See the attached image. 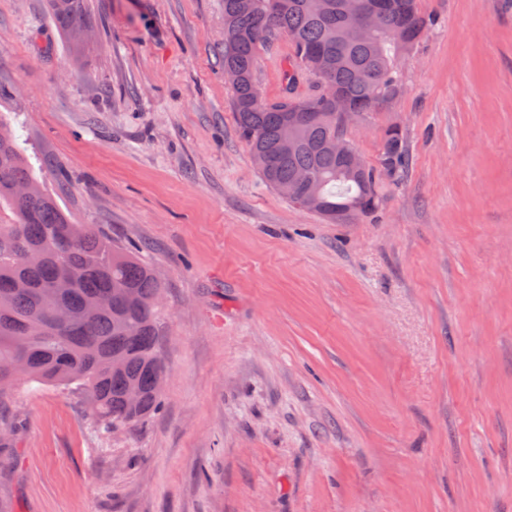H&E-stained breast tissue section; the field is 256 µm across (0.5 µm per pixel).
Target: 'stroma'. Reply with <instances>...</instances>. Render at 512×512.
<instances>
[{"label": "stroma", "instance_id": "stroma-1", "mask_svg": "<svg viewBox=\"0 0 512 512\" xmlns=\"http://www.w3.org/2000/svg\"><path fill=\"white\" fill-rule=\"evenodd\" d=\"M402 91L344 135L408 162L332 224L262 180L224 77V0H0V124L77 224L163 284L159 409L0 399V512H512V0H419ZM280 37L260 54L286 91ZM85 2L86 0H47L50 16L64 39L77 47L85 44L90 29Z\"/></svg>", "mask_w": 512, "mask_h": 512}]
</instances>
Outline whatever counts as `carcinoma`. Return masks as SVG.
Listing matches in <instances>:
<instances>
[{
  "instance_id": "cac0c4a2",
  "label": "carcinoma",
  "mask_w": 512,
  "mask_h": 512,
  "mask_svg": "<svg viewBox=\"0 0 512 512\" xmlns=\"http://www.w3.org/2000/svg\"><path fill=\"white\" fill-rule=\"evenodd\" d=\"M86 0H47L64 39L81 47L90 20ZM382 25L351 35L336 0H224V68L244 79L233 108L250 155L266 156L264 182L280 192L300 174L308 181L290 202L344 222L377 210V181L404 166L402 130L383 135L381 170L347 167L333 144L344 113L360 115L401 91L397 63L431 27L418 0H380ZM288 36V86L310 76L316 91L263 99L256 68L263 47ZM312 115L288 127L284 111ZM0 398L20 378L82 386L101 427L132 428L159 405L157 323L162 284L133 249L94 224H75L41 185L12 133L0 129ZM67 310L61 318L59 309ZM139 394L129 400L130 390Z\"/></svg>"
}]
</instances>
